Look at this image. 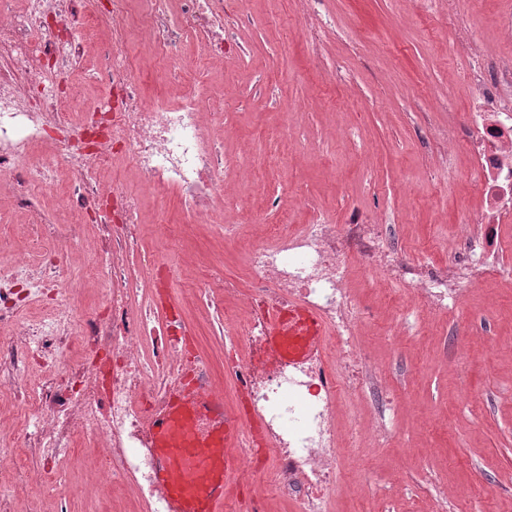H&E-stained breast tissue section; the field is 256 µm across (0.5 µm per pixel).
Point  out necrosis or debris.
Masks as SVG:
<instances>
[{
    "label": "necrosis or debris",
    "mask_w": 512,
    "mask_h": 512,
    "mask_svg": "<svg viewBox=\"0 0 512 512\" xmlns=\"http://www.w3.org/2000/svg\"><path fill=\"white\" fill-rule=\"evenodd\" d=\"M100 30L108 37L91 50L88 36ZM133 33L145 54L129 52ZM225 34L224 0H109L104 9L94 0H0V202L23 216L28 240L0 263V469L12 473L0 512L36 486L53 512H71L56 476L73 459L111 512H168L150 420L193 384L243 428L228 451L242 512H271L276 500L292 512H330L343 489L344 444L360 435L354 422L341 429L340 407L364 393L381 411L388 395L355 342L377 309L356 296L352 266L391 303L394 334L408 309L461 314L471 287H512L497 247L512 223V55L488 54L475 26L454 44L470 103L449 126L448 153L468 155L477 202L453 224L447 259L430 251L408 261L382 225L357 215L332 223L306 193L295 196L305 223L257 225L246 280L200 254L172 265L148 251V232L170 228L151 225L147 200L160 212L177 201L218 240L234 232L219 216L243 169L224 159V90L211 79ZM92 52L104 97L71 80ZM148 74L162 95H146ZM94 255L96 297L85 305L70 273ZM162 270L190 284L194 320L162 301ZM291 303L327 329L318 352L295 364L274 361L266 344V310ZM215 320L224 339L211 351L199 330Z\"/></svg>",
    "instance_id": "obj_1"
}]
</instances>
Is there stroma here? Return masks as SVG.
<instances>
[{
  "label": "stroma",
  "instance_id": "stroma-1",
  "mask_svg": "<svg viewBox=\"0 0 512 512\" xmlns=\"http://www.w3.org/2000/svg\"><path fill=\"white\" fill-rule=\"evenodd\" d=\"M504 0H323L333 32L309 57L301 38L305 0H226L236 26L224 58V112L233 135L224 155L248 166L255 188L278 198L307 190L334 223L349 214L387 219L400 240L440 239L471 195L470 161L448 151L449 113L468 108L465 61L450 46L457 26L474 23L490 53L512 54L501 32ZM374 156L363 166L360 146ZM498 346L449 315L420 335L405 317L397 336L366 337L392 394L377 447L363 445L361 498L333 512H512V301L477 288ZM468 353L457 357L456 344ZM474 392L471 401L461 387ZM481 490L461 502L454 488Z\"/></svg>",
  "mask_w": 512,
  "mask_h": 512
}]
</instances>
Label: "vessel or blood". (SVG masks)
Wrapping results in <instances>:
<instances>
[{
  "instance_id": "vessel-or-blood-1",
  "label": "vessel or blood",
  "mask_w": 512,
  "mask_h": 512,
  "mask_svg": "<svg viewBox=\"0 0 512 512\" xmlns=\"http://www.w3.org/2000/svg\"><path fill=\"white\" fill-rule=\"evenodd\" d=\"M324 334L319 316L300 305L273 313L268 344L291 363L315 354ZM150 429L157 446L155 479L168 498L169 512H222L224 489L234 466L225 457L240 436L219 405L188 391L155 415Z\"/></svg>"
}]
</instances>
